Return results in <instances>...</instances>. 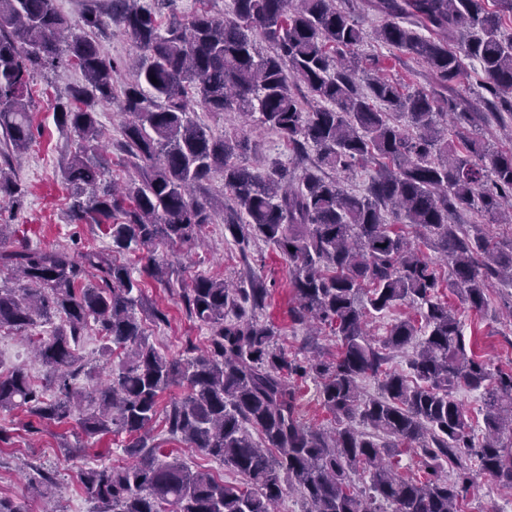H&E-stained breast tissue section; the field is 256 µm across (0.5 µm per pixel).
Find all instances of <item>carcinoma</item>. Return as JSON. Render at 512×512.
Masks as SVG:
<instances>
[{"instance_id": "1", "label": "carcinoma", "mask_w": 512, "mask_h": 512, "mask_svg": "<svg viewBox=\"0 0 512 512\" xmlns=\"http://www.w3.org/2000/svg\"><path fill=\"white\" fill-rule=\"evenodd\" d=\"M170 2L109 0L112 23L136 53L135 79L118 88L95 8L74 21L54 0H0V200L21 206L26 196L8 163L34 139L33 74L75 64L85 85L53 104L78 138L62 172L68 212L73 224L105 225L112 241L76 255L24 237L8 244L10 227L0 224V274L21 281L0 283V330L50 327L33 342L46 383L23 367L0 376V410L23 408L46 424L73 420L89 438L129 437L132 464L81 473L100 512H272L285 485L307 512H386L384 504L391 512H462L471 457L482 474L511 488L512 448L503 439L512 437V370L493 374L466 352L459 317L437 294L445 286L480 312L491 284L512 287V251L485 233L471 239L453 222L472 211L512 224V151L492 150L476 133L474 114L444 94L476 62L492 97L488 116L512 122V35L503 34L512 0H374L386 20L371 34L337 0H233L231 18L204 11L163 28L158 15ZM257 34L269 43L265 54ZM371 35L422 63L434 85L405 92L379 74L359 82L357 51ZM298 83L317 105L293 93ZM114 99L129 116L121 147L140 170L122 189L104 179L96 159L103 137L96 105ZM193 102L215 114L258 113L294 153L312 150L320 166L339 174L356 165H372L375 174L356 194L309 170L250 167L238 161L249 136L214 137L191 116ZM450 122L467 134L448 138ZM217 170L231 200L224 231L239 243L272 244L295 264L291 318L327 326L339 342L336 357L288 358L274 328L254 318L269 294L255 273L248 288L201 275L182 289L188 315L209 331L203 353L174 359L149 343L136 313L140 284L118 256L145 254L142 272L171 287L158 251L200 244L215 211L195 188ZM408 228L432 237L452 279ZM398 301L418 305L424 322L408 376L384 364L414 342V319L392 324L380 349L366 332V307L380 312ZM90 327L103 339L108 372L86 392L74 381L84 369L78 343ZM307 378L317 381L320 405L336 424L330 431L300 421L298 382ZM365 378L377 380L378 395L362 393ZM174 386L186 394L165 408L168 435L224 463L241 484L164 460L150 429ZM459 389L482 392L480 440L454 396ZM401 444L420 455L422 476L403 477L386 459ZM445 463L452 481L440 475ZM360 469L366 488L354 479Z\"/></svg>"}]
</instances>
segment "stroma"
Here are the masks:
<instances>
[{
    "mask_svg": "<svg viewBox=\"0 0 512 512\" xmlns=\"http://www.w3.org/2000/svg\"><path fill=\"white\" fill-rule=\"evenodd\" d=\"M363 53L377 55L387 73L412 88L430 83L425 67L405 55H397L387 47L367 41ZM79 69L70 67L58 73L35 75L31 83V112L35 139L26 155L13 171L27 188L22 208L0 203V224L24 226L31 244L51 248L70 246L73 251L89 247H105L111 240L102 227L95 224L71 223L67 213V192L63 185L62 164L74 150L77 139L60 127L54 118L56 98L66 96L70 86L82 83ZM199 121L205 123L214 136L238 129L253 142L247 155L248 165L261 169L275 164L293 166V154L275 132L259 122H240L232 114H214L196 109ZM98 119L104 132L101 161L107 179L123 180L134 175L128 157L118 143L126 117L119 106H102ZM167 256L181 275V282L163 288L154 280L141 282L143 306L137 314L146 319L147 335L162 353L173 358L193 356L195 349L204 348L207 329L189 317L178 296L182 282L198 274L221 277L238 285H247L249 273L262 275L269 295L262 309L256 310L258 321L274 325L279 331L278 346L288 357L304 358L312 353L334 354L336 341L328 333L310 335L306 326L292 322L288 309L293 303L290 280L293 266L279 250L264 243L241 246L225 235L223 221L207 225L199 247L192 252L178 249ZM440 297L454 305L463 324V341L467 350L480 355L490 372L512 369V288L494 284L489 292V304L480 312L470 310L449 290ZM161 310L166 323H151L152 310ZM22 366L34 379H42L45 369L34 357L28 340L21 336L0 333V375ZM26 417L22 410L0 411V497L22 504L27 512H96L97 502L83 492L80 475L91 467L118 466L129 463L124 450L126 435L87 438L75 423L51 425L41 432L25 430ZM50 475L56 493L52 498L37 496V481ZM465 512H512V489L500 488L489 477L476 475L469 488Z\"/></svg>",
    "mask_w": 512,
    "mask_h": 512,
    "instance_id": "stroma-1",
    "label": "stroma"
}]
</instances>
